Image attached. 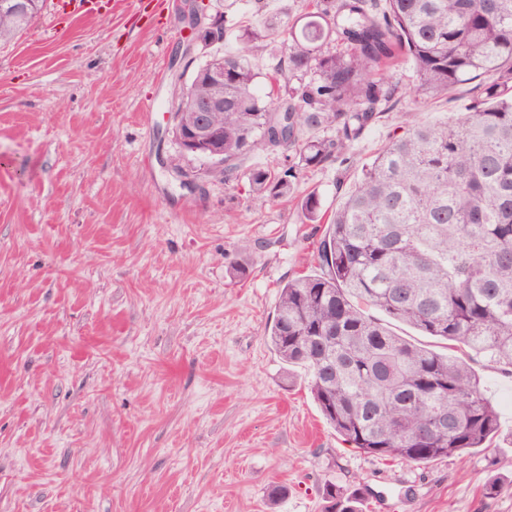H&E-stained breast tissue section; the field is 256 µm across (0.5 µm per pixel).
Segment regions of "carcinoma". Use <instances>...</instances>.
Returning a JSON list of instances; mask_svg holds the SVG:
<instances>
[{
  "label": "carcinoma",
  "instance_id": "carcinoma-1",
  "mask_svg": "<svg viewBox=\"0 0 512 512\" xmlns=\"http://www.w3.org/2000/svg\"><path fill=\"white\" fill-rule=\"evenodd\" d=\"M40 8L0 9V41ZM276 41L262 97L248 58ZM237 42L179 88L175 132L224 65V158L212 174L245 177L258 207L296 197L310 222L321 203L296 196L298 171L347 155L381 121L403 89L380 74L410 64L418 100L477 82L462 118L408 121L365 165L324 229L316 269L281 287L269 338L304 367L326 421L358 451L421 464L484 447L498 412L468 362L407 341L363 307L512 373V0H308L293 23L272 17ZM255 149L288 165L241 172ZM324 495L325 512H364L359 488Z\"/></svg>",
  "mask_w": 512,
  "mask_h": 512
}]
</instances>
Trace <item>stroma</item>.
<instances>
[{
  "instance_id": "obj_1",
  "label": "stroma",
  "mask_w": 512,
  "mask_h": 512,
  "mask_svg": "<svg viewBox=\"0 0 512 512\" xmlns=\"http://www.w3.org/2000/svg\"><path fill=\"white\" fill-rule=\"evenodd\" d=\"M306 3L208 12L255 27ZM96 7L76 23L44 0L0 43V512H325L331 484L366 512H512V489L486 492L512 479V374L469 360L499 411L488 448L418 465L345 443L268 339L322 225L180 153L175 91L215 50L188 41L179 0ZM474 94L404 95L299 193L332 215L402 122L461 117Z\"/></svg>"
}]
</instances>
